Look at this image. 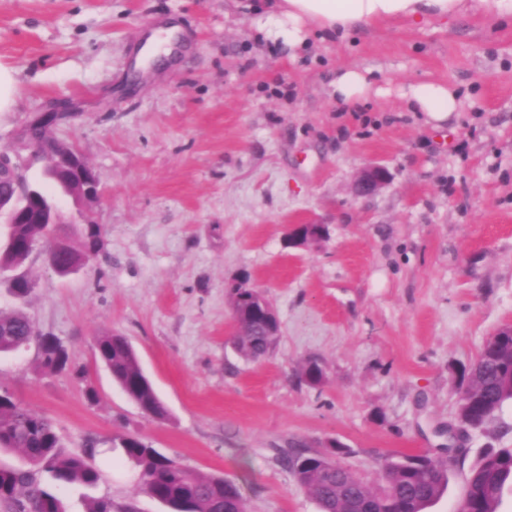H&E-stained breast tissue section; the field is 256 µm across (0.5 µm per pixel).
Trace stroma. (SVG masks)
I'll return each mask as SVG.
<instances>
[{"label": "stroma", "instance_id": "obj_1", "mask_svg": "<svg viewBox=\"0 0 512 512\" xmlns=\"http://www.w3.org/2000/svg\"><path fill=\"white\" fill-rule=\"evenodd\" d=\"M261 0H0V62L19 105L0 114V150L28 177L44 163L20 138L62 112L61 138L95 170L103 196H59L61 235L76 212L102 225L98 257L62 276L36 248L25 298L0 280V310L58 338L72 370L43 368L38 343L0 355V388L51 418L66 454L101 474L61 492L67 512L109 498L166 512L113 447L140 438L188 468L233 479L248 512H318L275 451L345 447L338 461L374 481L388 456L440 455L456 423L460 370L512 323V26L482 18L367 27L299 50L268 39ZM181 28L171 63L135 67L145 35ZM367 70L376 93L337 103L338 69ZM443 80L464 107L435 129L408 85ZM378 164L388 183L360 196ZM324 237L289 245L290 222ZM260 291L280 336L259 362L232 344L231 287ZM125 336L167 408L146 416L94 356ZM317 359L324 378L299 374ZM464 463L427 512H457L471 461L512 448V401L471 432ZM388 180L389 173L384 167L378 165L370 166L366 168L357 179V193L360 196L371 195Z\"/></svg>", "mask_w": 512, "mask_h": 512}]
</instances>
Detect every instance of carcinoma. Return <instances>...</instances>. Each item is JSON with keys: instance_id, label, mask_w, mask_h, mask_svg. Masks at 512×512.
Returning <instances> with one entry per match:
<instances>
[{"instance_id": "1", "label": "carcinoma", "mask_w": 512, "mask_h": 512, "mask_svg": "<svg viewBox=\"0 0 512 512\" xmlns=\"http://www.w3.org/2000/svg\"><path fill=\"white\" fill-rule=\"evenodd\" d=\"M57 238L54 224H11L9 245L0 248V272L12 270L31 254L30 246L43 243L57 265L74 259L90 260L102 248L101 228L84 234L82 248L62 254L52 252ZM253 289L236 288L232 315L240 323L233 336L237 352L248 361L268 356L278 337L268 336L252 315ZM37 341L43 366L51 371L70 369V359L61 341L37 333L20 311H0V353L17 350ZM95 357L113 380L142 412L163 418L167 411L152 383L145 377L137 353L126 337L107 332L95 341ZM465 386L460 396L458 420L473 429L491 423L505 402L512 400V337L498 331L486 342L477 359L462 371ZM124 455L139 470L147 493L170 512H247L239 486L222 475H205L159 454L139 438L121 439ZM14 450L23 466L0 467V507L4 512H65L55 486L72 483L95 485L99 473L85 455H64L54 422L14 400L0 390V450ZM466 454L446 448V456H410V462L386 461L377 483H369L350 469L307 448L291 449L282 461L300 486L318 505L319 512H426L448 487V471L464 462ZM512 489V448L483 450L469 469L467 490L459 512H499L505 489Z\"/></svg>"}]
</instances>
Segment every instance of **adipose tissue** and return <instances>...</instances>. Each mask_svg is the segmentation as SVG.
Instances as JSON below:
<instances>
[{"label":"adipose tissue","instance_id":"adipose-tissue-1","mask_svg":"<svg viewBox=\"0 0 512 512\" xmlns=\"http://www.w3.org/2000/svg\"><path fill=\"white\" fill-rule=\"evenodd\" d=\"M468 16L512 22V0H268L266 35L301 47L315 30L343 34L392 23L448 24ZM405 96L410 110L423 113L437 129L462 108L457 90L435 79L410 84Z\"/></svg>","mask_w":512,"mask_h":512}]
</instances>
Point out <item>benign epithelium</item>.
I'll return each mask as SVG.
<instances>
[{
	"instance_id": "benign-epithelium-1",
	"label": "benign epithelium",
	"mask_w": 512,
	"mask_h": 512,
	"mask_svg": "<svg viewBox=\"0 0 512 512\" xmlns=\"http://www.w3.org/2000/svg\"><path fill=\"white\" fill-rule=\"evenodd\" d=\"M62 116L61 112H43L31 120L30 125L44 132V138L33 143V153L50 159L52 171L44 174L46 180H58L61 174L69 172L71 177L66 181L69 186L66 195L80 205L95 204L101 197L98 176L75 145L57 137L55 129ZM0 180L5 182L4 191H0L1 223L27 224L31 221L36 224L61 223L59 208L53 200L46 205H39V210L35 214H29L27 206L39 199L41 186L27 182L21 169L6 156L0 157ZM388 180L389 173L385 168L378 165L370 166L357 179V193L360 196L371 195ZM324 234L325 227L322 224H297L289 233L288 241L302 245L317 240ZM256 303L254 311L265 321L268 334H274L279 329V322L272 306L265 302L262 294L257 295Z\"/></svg>"
}]
</instances>
